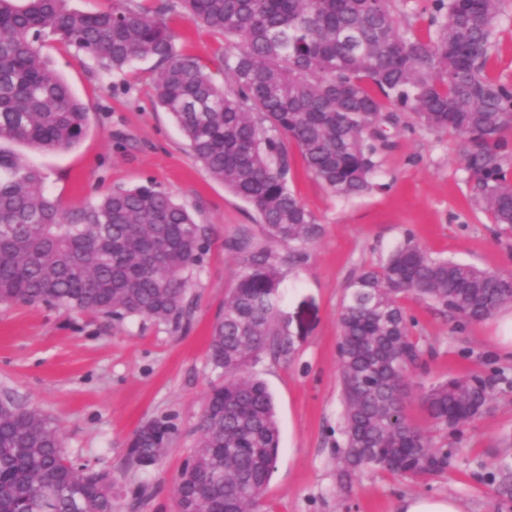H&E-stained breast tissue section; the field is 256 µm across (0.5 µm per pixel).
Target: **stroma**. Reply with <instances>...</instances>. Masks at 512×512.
Returning <instances> with one entry per match:
<instances>
[{"label": "stroma", "mask_w": 512, "mask_h": 512, "mask_svg": "<svg viewBox=\"0 0 512 512\" xmlns=\"http://www.w3.org/2000/svg\"><path fill=\"white\" fill-rule=\"evenodd\" d=\"M169 24L178 45L223 80L217 58L224 39L178 14ZM41 52L88 112L89 129L73 149L28 153L45 189L66 210L85 206L115 186L154 181L192 211L210 241L187 293L181 325L144 318L121 322L45 305L0 304V396L38 407L59 426L67 455L111 472L113 512H176L175 481L192 454L203 404L220 372L208 359L212 326L242 269L227 243L259 237L253 208L228 192L192 156L170 115L156 103L158 71L138 61L99 74L92 62L48 37ZM488 74L512 83V0H503ZM388 143L375 161L374 186L342 199L309 174L297 148L288 151L290 188L317 219L307 258L282 266L280 323L291 344L264 354L248 371L271 390L280 423V452L257 512H396L408 495L455 498L462 512H512V498L490 481L505 438H512V305L466 323L431 303L401 305L425 354L409 379L412 421L446 442L443 472L424 478L380 468L343 475V405L339 379V314L349 284L397 245L411 240L432 256L512 273V230L491 224L478 180L464 160L465 141L434 134L413 112H394ZM504 372L489 408L448 436L433 429L419 401L423 387L469 374ZM151 421L173 428L168 448L147 468L126 462L136 430Z\"/></svg>", "instance_id": "stroma-1"}]
</instances>
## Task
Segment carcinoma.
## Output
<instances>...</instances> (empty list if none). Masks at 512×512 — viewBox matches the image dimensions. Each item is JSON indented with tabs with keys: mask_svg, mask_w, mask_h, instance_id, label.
I'll list each match as a JSON object with an SVG mask.
<instances>
[{
	"mask_svg": "<svg viewBox=\"0 0 512 512\" xmlns=\"http://www.w3.org/2000/svg\"><path fill=\"white\" fill-rule=\"evenodd\" d=\"M69 0H0V302L42 303L123 321L178 325L206 229L155 183L116 187L65 212L42 172L14 146L73 148L86 112L37 42L53 35L103 71L150 59L156 98L209 175L256 211L270 243L298 244L319 224L288 186V144L334 194L372 189L387 136L384 112L405 108L436 133L470 145L480 203L512 227V179L501 150L512 129V85L487 67L501 0H431L426 34L401 27L393 0H111L79 12ZM182 17L224 36V83L182 52L167 21ZM242 271L224 298L209 360L224 380L208 393L193 455L198 482L179 473L183 512H254L280 450L274 401L247 372L290 342L277 321L280 257L244 235L229 244ZM339 324L344 463L424 476L448 467V450L407 416V380L420 359L401 306L428 300L468 322L512 303V276L432 257L410 241L349 285ZM491 379L439 381L420 396L434 424L455 429L483 414ZM130 466L153 464L154 434L137 430ZM492 479L512 496V460ZM112 474L69 458L58 426L34 406L0 399V512H112Z\"/></svg>",
	"mask_w": 512,
	"mask_h": 512,
	"instance_id": "carcinoma-1",
	"label": "carcinoma"
}]
</instances>
